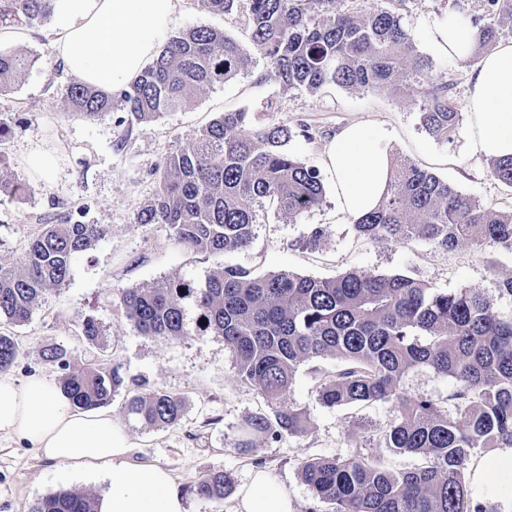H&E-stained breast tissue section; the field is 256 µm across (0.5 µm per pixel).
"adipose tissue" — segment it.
<instances>
[{
    "label": "adipose tissue",
    "mask_w": 512,
    "mask_h": 512,
    "mask_svg": "<svg viewBox=\"0 0 512 512\" xmlns=\"http://www.w3.org/2000/svg\"><path fill=\"white\" fill-rule=\"evenodd\" d=\"M182 0H54L52 48L65 71L105 91L128 88L166 43ZM477 30L448 13L433 30L435 50L467 60ZM467 138L471 155L512 156V40H502L468 73ZM376 122L343 126L324 146L340 211L357 219L383 196L390 156ZM35 449L65 468L99 471L109 484L97 512H185L168 471L129 464L128 434L104 410L75 408L60 387L35 372L24 381L0 375V437ZM236 512H295L287 489L267 470L252 473Z\"/></svg>",
    "instance_id": "adipose-tissue-1"
}]
</instances>
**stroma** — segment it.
Returning a JSON list of instances; mask_svg holds the SVG:
<instances>
[{"label":"stroma","instance_id":"35a3bbf8","mask_svg":"<svg viewBox=\"0 0 512 512\" xmlns=\"http://www.w3.org/2000/svg\"><path fill=\"white\" fill-rule=\"evenodd\" d=\"M487 7V0H336L342 12L369 15L389 10L398 15L412 31L418 50L431 61L426 83L449 84L459 106L467 95L468 69L435 51L431 27L448 11L475 18ZM196 26L224 30L251 56L252 63L236 78L194 96L182 110L150 123L120 111L91 121L64 112L60 89L73 77L55 60L51 22L21 26V40L0 42L2 50L37 59L31 71L0 93V115L11 120L9 134L0 140V179L32 187L22 198L0 192V263L17 265L40 229L41 216L78 209L85 223L108 227L97 249L73 264L67 283L49 291L31 320L15 327L21 356L10 374L22 380L38 371L59 380L58 366L42 356L43 349L55 343L72 348L75 366L91 360L118 364L138 390L162 388L186 401L181 425L163 430L128 418L123 396H115L110 405L133 445L130 463L167 469L184 494L185 512H234L235 497L204 500L193 494L194 484L207 472L221 471L238 489L258 467L271 471L287 487L296 512H310L315 503L300 470L302 459L351 457L375 447L378 430L391 414L390 404L324 407L304 365L286 402L308 410L311 428L304 435L277 442L255 437L252 448L238 453L234 447L237 427L244 416L260 411L263 401L241 382L223 336L198 327L188 335L162 340L140 335L120 310L116 288L151 287L185 275L202 279L227 265L256 275L289 271L318 278L359 270L405 274L441 290L480 288L492 296L497 314L510 317L512 297L498 295L497 286L512 276V255L499 253L490 261L470 245L444 251L425 242L359 238L330 190L319 207L293 222L273 205H265L257 213L255 235L245 249L199 253L179 243L167 225L135 221L156 192V165L171 152L190 146L198 131L221 113L246 109L260 113L266 122L309 127L311 138L293 137L286 149L316 168L325 143L341 127L377 121L388 132L385 146L392 158L435 173L486 208L512 211V187L492 176L488 160L468 154L464 129H457L449 142L429 135L420 123L423 102L415 91L331 86L311 94L286 89L271 76L255 48L246 10L211 14L200 10L197 0H185L173 29ZM270 101L275 111H266ZM315 227L322 228L324 235L316 245H306ZM89 314L103 327L97 348L79 339V325ZM107 488L100 475L74 473L43 459L34 449L0 442V512H29L35 502L59 490L97 498Z\"/></svg>","mask_w":512,"mask_h":512}]
</instances>
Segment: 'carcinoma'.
Returning <instances> with one entry per match:
<instances>
[{
  "label": "carcinoma",
  "instance_id": "cac0c4a2",
  "mask_svg": "<svg viewBox=\"0 0 512 512\" xmlns=\"http://www.w3.org/2000/svg\"><path fill=\"white\" fill-rule=\"evenodd\" d=\"M245 3L251 39L281 86L316 94L327 86L346 89L411 87L424 100L421 122L433 137L449 141L460 120L448 84H424L430 61L412 33L388 11L366 16L340 13L336 0H198L204 12L229 14ZM488 18L474 22L488 45L512 24V0H489ZM53 11V0H0V27L33 26ZM35 57L0 50V92L30 71ZM251 57L224 31L197 26L171 37L156 60L114 96L83 82L61 88L64 111L93 120L114 110L152 122L187 104L211 86L245 70ZM286 124L256 125L247 110L226 112L196 135L195 142L166 157L154 197L137 224H166L176 240L203 253L243 249L254 236L257 211L269 202L293 219L324 197L321 172L289 154ZM492 175L512 186V157L490 160ZM358 237L400 244L423 241L448 250L461 242L490 255L512 254V213H497L416 164L392 160L380 204L354 221ZM107 226L86 224L78 211L44 219L18 267L0 264V372L21 355L8 329L32 318L45 292L65 285L73 263L97 249ZM119 307L144 336L187 334L195 323L224 336L241 381L265 408L245 416L235 447L252 437L278 441L311 424L308 410L284 406L299 367L313 363L318 400L327 407L392 404L379 429V444L351 458L315 457L301 462L315 499L331 512H500L492 499L474 498L478 463L495 448H512V317L503 319L480 288L442 291L403 275L348 271L320 279L287 271L254 276L228 265L204 281L178 279L152 287L116 289ZM80 338L101 343L98 318L84 316ZM62 371L59 386L73 405L94 410L128 387L118 364L71 362V350L53 344L43 351ZM331 357L324 368L314 361ZM427 367L455 386L444 402L408 401L403 381ZM126 413L153 429L177 426L185 399L172 392L130 390ZM423 459L418 467L393 470L385 452ZM233 491L222 472L194 485L206 500ZM31 512H95L86 495L60 492L39 500Z\"/></svg>",
  "mask_w": 512,
  "mask_h": 512
}]
</instances>
